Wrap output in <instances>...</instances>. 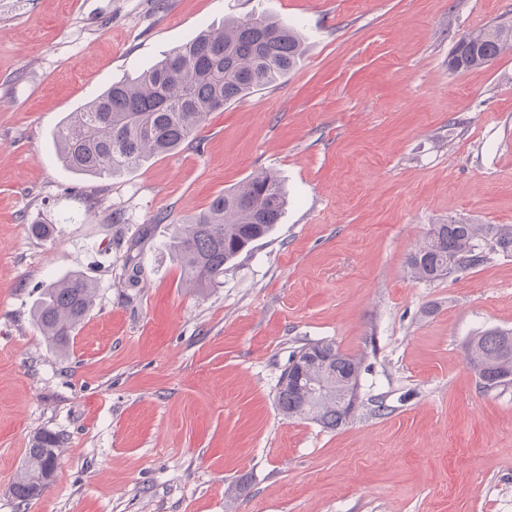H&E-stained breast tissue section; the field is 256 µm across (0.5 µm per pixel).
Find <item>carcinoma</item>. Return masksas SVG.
<instances>
[{"instance_id": "cac0c4a2", "label": "carcinoma", "mask_w": 512, "mask_h": 512, "mask_svg": "<svg viewBox=\"0 0 512 512\" xmlns=\"http://www.w3.org/2000/svg\"><path fill=\"white\" fill-rule=\"evenodd\" d=\"M303 36L260 11L224 22L152 64L137 79L113 83L103 94L58 127V159L70 169L95 177H115L151 157L188 143L209 116L256 89L273 84L300 64ZM512 51V20L467 33L457 42L456 71L489 65ZM287 205L281 181L258 171L215 196L200 213L175 225L169 247L183 275L201 288L224 276L232 263L279 223ZM495 247L484 249L488 234ZM512 252V225L433 224L425 241L407 258L412 278L431 282L485 263L490 253ZM95 288L81 272L48 284L34 309L41 334L56 348L69 347L90 312ZM292 358L291 381L279 385L277 405L288 418L336 430L351 419L340 388L359 386L361 359L333 342L306 343ZM465 359L486 389L512 384V330L490 329L470 338ZM61 439L38 435L26 450L24 468L13 486L26 505L53 477Z\"/></svg>"}]
</instances>
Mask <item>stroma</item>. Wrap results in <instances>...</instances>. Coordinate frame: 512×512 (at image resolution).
I'll list each match as a JSON object with an SVG mask.
<instances>
[{
	"mask_svg": "<svg viewBox=\"0 0 512 512\" xmlns=\"http://www.w3.org/2000/svg\"><path fill=\"white\" fill-rule=\"evenodd\" d=\"M256 9L303 33L295 70L119 176L61 166L70 113ZM502 18L512 0H0V512H512V385L464 355L512 329V255L432 282L406 265L431 225H512V52L448 66ZM261 170L279 224L220 283L186 281L175 224ZM74 271L97 291L62 353L33 308ZM317 341L364 357L335 431L277 406ZM44 431L65 443L21 511ZM61 439L55 433L38 435L26 450L24 468L13 486L14 498L26 505L39 497L53 477Z\"/></svg>",
	"mask_w": 512,
	"mask_h": 512,
	"instance_id": "stroma-1",
	"label": "stroma"
}]
</instances>
